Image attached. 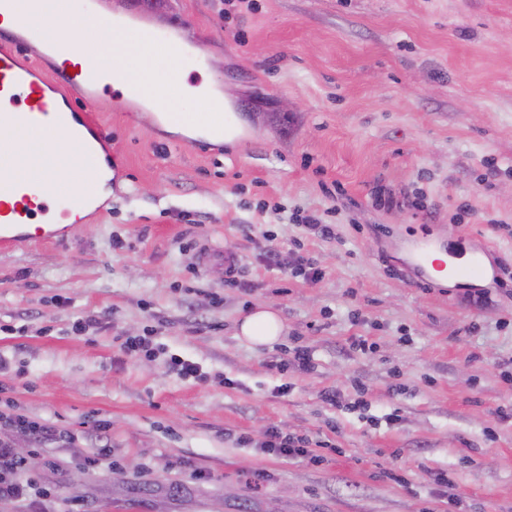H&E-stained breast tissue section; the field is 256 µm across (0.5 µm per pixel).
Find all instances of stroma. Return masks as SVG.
I'll use <instances>...</instances> for the list:
<instances>
[{"mask_svg":"<svg viewBox=\"0 0 512 512\" xmlns=\"http://www.w3.org/2000/svg\"><path fill=\"white\" fill-rule=\"evenodd\" d=\"M149 6L247 139L183 144L145 102L72 98L112 143V194L66 243L0 249V414L54 431L0 438L38 457L58 512H512V0ZM310 214L330 236L297 224ZM424 232L487 246L491 276L419 286ZM207 251L237 257L238 286ZM301 255L322 278L293 276ZM260 304L284 326L271 347L237 334ZM146 334L152 354L125 348ZM272 427L331 448L262 454Z\"/></svg>","mask_w":512,"mask_h":512,"instance_id":"35a3bbf8","label":"stroma"}]
</instances>
